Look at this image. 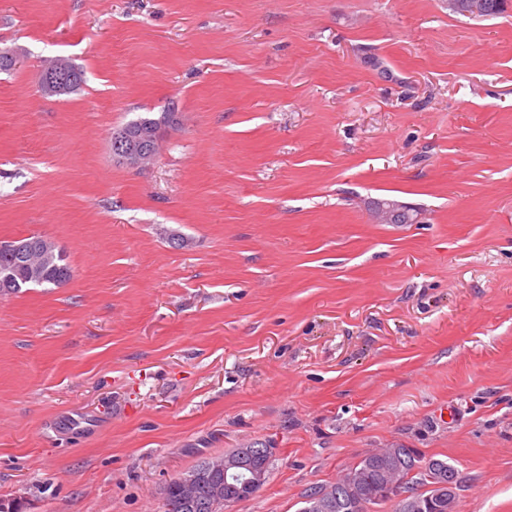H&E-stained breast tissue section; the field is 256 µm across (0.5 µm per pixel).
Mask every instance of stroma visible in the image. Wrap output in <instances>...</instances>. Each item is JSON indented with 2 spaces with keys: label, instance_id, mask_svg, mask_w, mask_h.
Returning a JSON list of instances; mask_svg holds the SVG:
<instances>
[{
  "label": "stroma",
  "instance_id": "stroma-1",
  "mask_svg": "<svg viewBox=\"0 0 512 512\" xmlns=\"http://www.w3.org/2000/svg\"><path fill=\"white\" fill-rule=\"evenodd\" d=\"M0 48V239L73 271L0 297V506L163 512L266 441L228 512H300L392 445L512 512V2L0 0ZM55 58L80 88L41 91ZM147 115L128 166L112 132ZM135 121L151 124L157 129L161 123L159 119L141 117L122 125L126 127L114 131L112 134L113 155L131 167H141L155 155L158 141L151 130L127 127ZM47 244L48 252L50 254V260L43 268V283L34 284L33 286L59 287L71 279L72 269L67 263L64 254L61 258L58 257V247H56V245L50 241H48ZM270 447L267 445L266 448H259L255 454L250 452V448H245L243 451L247 456L241 453L237 458L231 460H212L210 466L197 469L202 462L208 459L201 460L192 468L195 470L188 471L175 479L176 485L172 487V490L182 498H190L195 489L201 485L196 491L194 501L184 504L173 493V497H167L166 502L164 501L165 512H211L214 488L220 485L223 488L224 481L232 469H236L233 474L235 479L240 473H242L243 479L237 485V496L235 491L230 488L231 486L227 485L224 486L225 495L232 502L236 501V497L239 498L238 502L251 498L264 488L269 479L268 470L273 450ZM248 457L249 460H246ZM222 469H224V475L218 474L213 478L214 474ZM210 479H212L211 482L205 483Z\"/></svg>",
  "mask_w": 512,
  "mask_h": 512
}]
</instances>
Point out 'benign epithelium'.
Masks as SVG:
<instances>
[{
  "mask_svg": "<svg viewBox=\"0 0 512 512\" xmlns=\"http://www.w3.org/2000/svg\"><path fill=\"white\" fill-rule=\"evenodd\" d=\"M72 79L68 71L67 63L59 58L44 67L39 73V87L48 94H61L67 89V83ZM113 155L120 161L131 167H141L153 158L158 148L157 138L153 131L148 129H136L124 127L112 134ZM43 241L40 237L27 239L25 237L0 243V249L15 257L19 266L3 274L5 287L20 286L27 278L37 274V257L42 252ZM272 458V448H260L252 453L250 449H244V453L231 460H214L202 469H195L182 474L176 479V485L172 490L178 495L189 498L195 489L213 478L220 470L236 473L243 476L236 492L239 500H247L260 492L269 479V463ZM434 487L440 489L439 496L455 502L456 478H445L442 475L434 476ZM383 495L398 502H413L410 492L406 490L404 483L395 475L389 474L385 478Z\"/></svg>",
  "mask_w": 512,
  "mask_h": 512,
  "instance_id": "benign-epithelium-1",
  "label": "benign epithelium"
}]
</instances>
